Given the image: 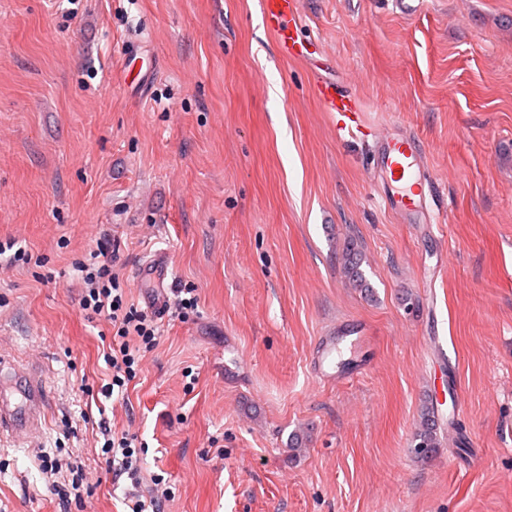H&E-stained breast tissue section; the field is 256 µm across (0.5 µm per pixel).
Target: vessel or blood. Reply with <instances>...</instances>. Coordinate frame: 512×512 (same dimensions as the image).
Instances as JSON below:
<instances>
[{
  "label": "vessel or blood",
  "instance_id": "obj_1",
  "mask_svg": "<svg viewBox=\"0 0 512 512\" xmlns=\"http://www.w3.org/2000/svg\"><path fill=\"white\" fill-rule=\"evenodd\" d=\"M262 10L268 29L273 33L279 53L289 59L304 60L310 55V39L300 30L302 0H262ZM312 92L323 110L329 112L337 136L351 135L362 128L363 112L358 96L335 80L319 77ZM384 172L397 189L389 195L391 209L402 216H412L426 207L423 186L429 173L422 159L419 142L411 136H387L377 141ZM26 402L11 403L0 399V433L10 432L24 438L41 426L43 417L42 385L39 377L27 369L19 370Z\"/></svg>",
  "mask_w": 512,
  "mask_h": 512
}]
</instances>
